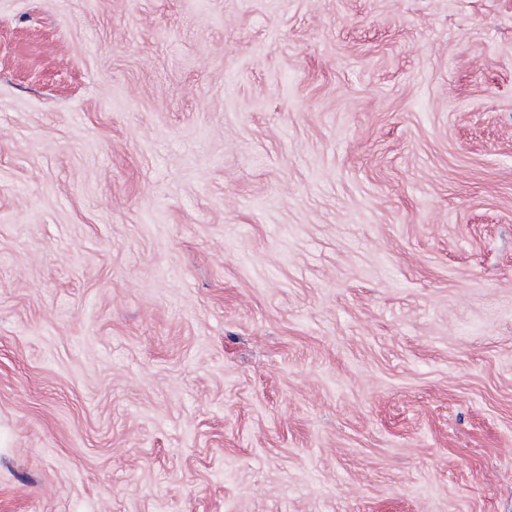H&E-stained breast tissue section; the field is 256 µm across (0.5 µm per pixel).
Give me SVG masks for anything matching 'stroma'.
I'll list each match as a JSON object with an SVG mask.
<instances>
[{
    "label": "stroma",
    "instance_id": "1",
    "mask_svg": "<svg viewBox=\"0 0 512 512\" xmlns=\"http://www.w3.org/2000/svg\"><path fill=\"white\" fill-rule=\"evenodd\" d=\"M0 512H512V0H0Z\"/></svg>",
    "mask_w": 512,
    "mask_h": 512
}]
</instances>
